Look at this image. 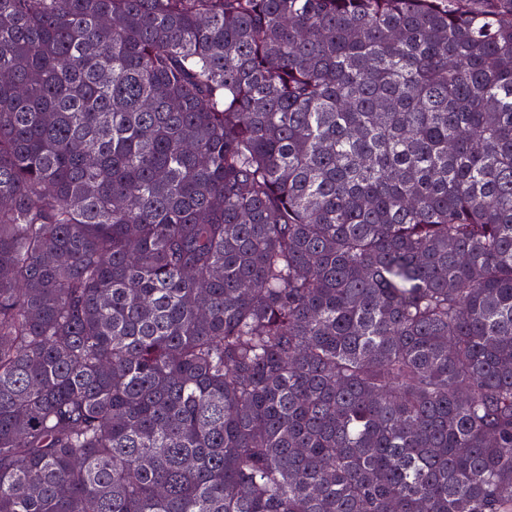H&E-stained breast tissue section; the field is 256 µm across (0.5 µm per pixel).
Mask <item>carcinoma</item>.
<instances>
[{
	"mask_svg": "<svg viewBox=\"0 0 512 512\" xmlns=\"http://www.w3.org/2000/svg\"><path fill=\"white\" fill-rule=\"evenodd\" d=\"M0 512H512V0H0Z\"/></svg>",
	"mask_w": 512,
	"mask_h": 512,
	"instance_id": "obj_1",
	"label": "carcinoma"
}]
</instances>
